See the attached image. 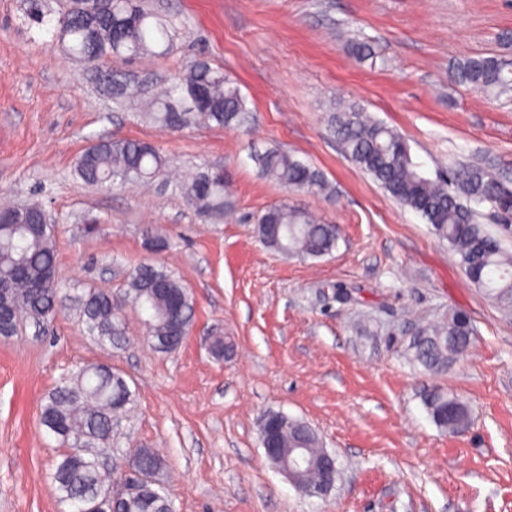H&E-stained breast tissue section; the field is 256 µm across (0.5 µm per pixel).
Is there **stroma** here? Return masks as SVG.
I'll list each match as a JSON object with an SVG mask.
<instances>
[{"label":"stroma","instance_id":"obj_1","mask_svg":"<svg viewBox=\"0 0 512 512\" xmlns=\"http://www.w3.org/2000/svg\"><path fill=\"white\" fill-rule=\"evenodd\" d=\"M176 30L165 55L117 61L173 76L197 58L221 66L252 112L242 128L158 131L140 102L115 107L35 24L24 0H0V199L36 203L55 229L59 313L0 338V512H71L51 473L62 449L40 424L63 377L88 363L121 374L132 411L112 433L123 472L136 448L163 457L175 512H512V316L476 288L447 242L354 165L327 131L328 105L358 104L397 129L431 178L469 161L512 173V93L449 83L468 56L512 61V0H147ZM377 56L357 60L352 44ZM155 143L181 179L220 163L237 218L198 215L154 183L104 190L73 173L98 138ZM278 147L320 170L334 199L287 193L256 157ZM288 202L339 225L320 259L283 257L254 216ZM165 235L160 252L146 230ZM172 272L194 299L189 334L161 353L134 309L125 338L88 335L87 291L120 294L137 264ZM468 313L471 354L447 371L414 366L418 324ZM232 343L218 358L213 336ZM453 394L470 424L438 428L425 390ZM310 423L336 458L335 487L301 495L267 460L263 413Z\"/></svg>","mask_w":512,"mask_h":512}]
</instances>
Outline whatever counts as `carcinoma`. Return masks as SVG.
I'll list each match as a JSON object with an SVG mask.
<instances>
[{
	"instance_id": "carcinoma-1",
	"label": "carcinoma",
	"mask_w": 512,
	"mask_h": 512,
	"mask_svg": "<svg viewBox=\"0 0 512 512\" xmlns=\"http://www.w3.org/2000/svg\"><path fill=\"white\" fill-rule=\"evenodd\" d=\"M26 16L41 24L45 0H26ZM58 42L78 59L97 91L115 104L144 94L150 85L164 86L151 101L147 120L159 130H184L199 126L242 125L249 108L224 69L208 59L192 62L172 79L147 75L112 87L114 60H129L164 45L173 35L154 20L144 0H61L57 12ZM452 84L468 85L483 92L512 90V67L496 56L467 57L448 71ZM331 135L345 155L369 173L381 187L403 205L419 213L434 233L448 241L452 255L468 278L484 289L504 313L512 312V253L501 240L477 222L479 208L496 216L512 214V185L498 173L481 165H459L448 178L431 179L420 171L406 139L396 130L369 117L357 105L338 106L328 115ZM262 176L289 192L332 195V189L317 169L295 155L270 149L256 158ZM168 167L167 157L150 141L102 138L74 163V175L89 185L124 187L146 183ZM174 190L201 216L221 221L232 211L228 182L208 164L189 178L173 183ZM36 204H6L0 207V278L10 293L0 296V335L13 336L21 323L55 317L51 298L59 289L55 231L42 224ZM258 240L268 249L291 256L320 258L336 250L340 231L318 220L304 208L284 202L254 217ZM80 306V318L88 333L112 342L125 334L123 311L133 303L146 313L144 323L153 344L172 336L185 340L192 321L193 303L187 288L153 262H143L131 271L128 288L120 295L94 290ZM473 332L468 315L451 310L445 320L419 331L409 345L410 361L437 373L463 359L461 348ZM129 387L120 375L98 364H88L49 393L41 407L40 422L60 444L72 447L75 436L105 447L112 436V418L131 402ZM423 404L436 426L460 432L469 425L467 405L454 395L429 390ZM281 446L302 448L316 459L322 452L318 436L299 428L290 419ZM138 466L164 471V460L150 448H140L133 457ZM52 481L63 502L89 499L100 481L98 459L92 452L63 454L54 466ZM163 502L145 490L142 497L107 506L106 512H161Z\"/></svg>"
}]
</instances>
